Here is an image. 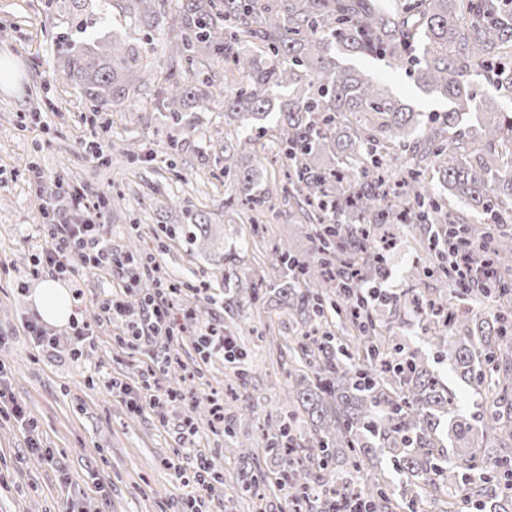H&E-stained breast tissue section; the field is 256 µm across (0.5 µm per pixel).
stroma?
<instances>
[{
	"label": "stroma",
	"mask_w": 512,
	"mask_h": 512,
	"mask_svg": "<svg viewBox=\"0 0 512 512\" xmlns=\"http://www.w3.org/2000/svg\"><path fill=\"white\" fill-rule=\"evenodd\" d=\"M83 20L71 0H0V57L17 65L14 83L0 81V376L9 393L23 405L29 425L19 428L0 413V512H189L188 488L176 477V466L191 467L197 459H213L224 476L222 487L207 498L202 512H250L249 498L237 495L240 472L261 470L275 475L277 458L259 442L264 420L286 414L288 373L299 365L292 349L300 322L286 314L276 295L259 306H244L228 317L224 306L193 294L206 282L221 287L224 265L219 256L235 255L239 274L274 283L280 273L265 264V252L282 239L292 249L311 248L310 226L294 201L272 199L263 218L268 231L256 236L242 208L229 209L231 191L224 179V113L204 112L196 127L183 130L175 158L166 154L171 126L154 109L162 80L144 77L139 109L93 113L91 105L66 80L60 62L61 33ZM343 64L369 71L389 93L428 115L448 108L445 100L425 94L402 73L372 56H346ZM44 115L43 123L32 113ZM96 125H89V114ZM99 138L104 163H93L84 144ZM38 165L45 181L64 175L67 183L89 199L111 198L101 217L109 228L113 251L123 254L138 239L157 249V258L174 279L187 286L177 304L201 308L204 318L226 329L255 327L265 340L247 344V376L236 381L234 368L219 358H204L195 339H157L154 346L129 348L120 343L124 324L104 319L99 302L118 282L105 270L83 272L84 300L74 310L90 322L95 336L79 359H72L65 327H57L56 355L36 347L24 328L36 308L30 300L37 281L29 270L36 253V226L43 223L47 195L30 188L28 169ZM203 211L211 237L197 253L182 240H157L162 225L180 223L184 207ZM394 243L388 249L391 276L387 288L396 293L437 295L443 283L429 273L431 259L415 246L421 225L391 224ZM380 320L411 346L426 348L434 330L407 305L379 309ZM178 359L165 367L162 358ZM152 374L161 389H177L176 405L131 411L110 383L130 388ZM235 382L238 398L224 405V427L205 429L193 439L190 454L179 451V425L194 414L200 397L225 382ZM37 436L42 454L28 449ZM68 483H61V476Z\"/></svg>",
	"instance_id": "1"
}]
</instances>
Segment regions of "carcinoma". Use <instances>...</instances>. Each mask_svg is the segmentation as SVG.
Instances as JSON below:
<instances>
[{
  "label": "carcinoma",
  "instance_id": "obj_1",
  "mask_svg": "<svg viewBox=\"0 0 512 512\" xmlns=\"http://www.w3.org/2000/svg\"><path fill=\"white\" fill-rule=\"evenodd\" d=\"M72 2L109 35L86 23L63 34L70 82L97 112L136 105L135 83L151 72L153 47L134 33L158 26L159 0ZM179 24L171 61L221 60L224 72L247 81L217 90L210 79L188 84L170 71L160 109L172 125L189 127L187 97L201 110L224 109L237 123L236 143L224 146V178L236 203L254 213L251 223L272 198L260 184L268 161L286 168L282 191L307 206L314 225L311 251L285 242L270 250L285 277L277 294L309 325L295 339L305 367L289 387L295 411L261 433L265 450L281 459L278 491L301 512H336L344 499H360L370 512H430L438 498L444 512H498L512 481V301L499 298L476 334L458 292L422 302L437 325L429 344L448 351L474 391L469 412L428 368L426 352L383 335L374 311L353 310L327 269L352 264L370 281L384 266L377 225L457 223L438 201L443 190L479 215L464 227L473 265L492 263L500 283L512 277V242L490 229L512 224V109L476 86L512 99V0H401L391 8L380 0H183ZM341 54L376 56L411 74L448 110L414 111L373 76L341 64ZM183 219L185 241L209 238L205 215L187 208ZM224 290L237 307L270 293L232 269ZM342 307L350 311L336 336L327 312ZM381 456L399 469L394 488L372 463ZM263 484L245 472L237 491L259 499Z\"/></svg>",
  "mask_w": 512,
  "mask_h": 512
}]
</instances>
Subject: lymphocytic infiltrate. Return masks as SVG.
Here are the masks:
<instances>
[{
    "label": "lymphocytic infiltrate",
    "mask_w": 512,
    "mask_h": 512,
    "mask_svg": "<svg viewBox=\"0 0 512 512\" xmlns=\"http://www.w3.org/2000/svg\"><path fill=\"white\" fill-rule=\"evenodd\" d=\"M62 194L68 200L67 209L50 207L48 221L37 227L41 245L31 271L33 278L69 281L73 286L74 300L80 302L84 299V291L78 272L71 263L73 257H80L88 271L102 268L121 271L118 292L106 295L100 302V310L126 322L127 346H150L157 337L171 341L189 332L195 336L200 351L207 357H221L229 363L235 361V343L231 337L225 336L223 326L199 324L189 311H176L174 298L179 290L175 284L158 279L153 294L140 296L142 275H156L158 265L145 261L140 272L136 273L123 255L113 251L107 239L106 226L93 219L94 211L102 207L101 202H89L83 192L68 186L63 187ZM471 252L469 241L458 236L444 254L456 287L464 293L493 285L491 266L473 267Z\"/></svg>",
    "instance_id": "obj_1"
}]
</instances>
